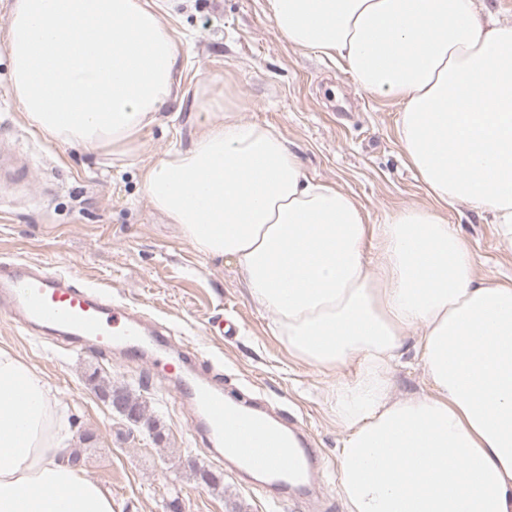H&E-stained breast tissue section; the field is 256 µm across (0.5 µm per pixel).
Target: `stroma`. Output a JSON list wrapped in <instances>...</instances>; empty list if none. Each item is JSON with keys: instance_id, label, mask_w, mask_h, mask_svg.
Here are the masks:
<instances>
[{"instance_id": "obj_1", "label": "stroma", "mask_w": 512, "mask_h": 512, "mask_svg": "<svg viewBox=\"0 0 512 512\" xmlns=\"http://www.w3.org/2000/svg\"><path fill=\"white\" fill-rule=\"evenodd\" d=\"M13 4L0 0V148L18 155L11 173L0 174V262L47 264L169 328L173 354L195 349L198 374L220 376L225 394L259 401L304 429L320 454L324 488L317 504L289 492L270 504L194 440L191 419L160 371L135 358L73 351L58 337L26 336L0 315V348L31 365L69 406L82 474L111 492L115 512H169L174 502L182 512H346L336 458L343 429L332 410L340 374L295 359L273 334L272 314L251 301L233 260L197 253L142 192L141 167L189 145L187 113L165 106L132 158L89 156L47 141L12 93L6 39ZM178 12L174 26L187 51L175 76L180 91L213 77L219 109L278 129L306 172L353 196L367 223L428 203L402 154L397 102L359 90L340 65L289 44L265 0H190ZM445 214L468 242L478 277H512V246L490 217L460 206ZM98 378L158 415L161 435L113 412ZM206 471L221 474V482L205 483Z\"/></svg>"}]
</instances>
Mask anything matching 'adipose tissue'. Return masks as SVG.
<instances>
[{
    "mask_svg": "<svg viewBox=\"0 0 512 512\" xmlns=\"http://www.w3.org/2000/svg\"><path fill=\"white\" fill-rule=\"evenodd\" d=\"M276 31L397 100L404 157L431 199L366 223L273 127L189 105L190 144L142 174L149 203L206 257L235 258L302 363L348 370L334 412L347 512H512V283L474 275L441 208L491 215L512 245V24L474 0H266ZM165 0H16L8 53L30 125L83 152L133 155L177 100ZM381 277H374L373 267ZM413 343L426 392L394 375ZM66 412L0 349V512H113L66 461Z\"/></svg>",
    "mask_w": 512,
    "mask_h": 512,
    "instance_id": "1",
    "label": "adipose tissue"
}]
</instances>
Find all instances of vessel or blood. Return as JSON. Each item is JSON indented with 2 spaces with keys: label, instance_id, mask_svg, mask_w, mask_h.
<instances>
[{
  "label": "vessel or blood",
  "instance_id": "b4317fda",
  "mask_svg": "<svg viewBox=\"0 0 512 512\" xmlns=\"http://www.w3.org/2000/svg\"><path fill=\"white\" fill-rule=\"evenodd\" d=\"M0 312L31 335L68 337L77 351L119 350L155 365L163 360L165 332L145 327L136 312L114 306L97 286L44 264L0 266ZM176 394L190 406L195 432L245 472L275 482L311 472L316 449L304 440L289 447L286 430L226 397L222 385L190 376L179 380Z\"/></svg>",
  "mask_w": 512,
  "mask_h": 512
}]
</instances>
